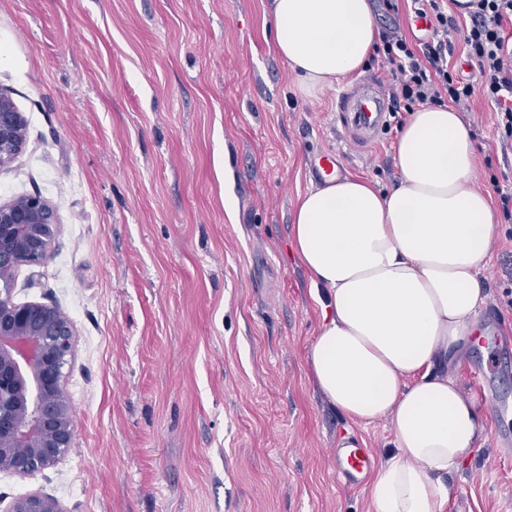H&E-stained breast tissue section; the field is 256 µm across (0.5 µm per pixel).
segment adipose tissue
<instances>
[{
  "label": "adipose tissue",
  "mask_w": 512,
  "mask_h": 512,
  "mask_svg": "<svg viewBox=\"0 0 512 512\" xmlns=\"http://www.w3.org/2000/svg\"><path fill=\"white\" fill-rule=\"evenodd\" d=\"M272 20L274 50L308 93L360 70L380 40L368 0H273ZM394 152L390 188L347 175L297 200L292 243L322 310L307 361L350 421H391L371 512H447L450 475L488 433L476 396L436 366L458 362L478 328L497 216L452 106L411 112Z\"/></svg>",
  "instance_id": "adipose-tissue-1"
}]
</instances>
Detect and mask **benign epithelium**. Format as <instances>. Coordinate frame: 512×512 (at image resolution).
I'll return each mask as SVG.
<instances>
[{
  "label": "benign epithelium",
  "instance_id": "obj_1",
  "mask_svg": "<svg viewBox=\"0 0 512 512\" xmlns=\"http://www.w3.org/2000/svg\"><path fill=\"white\" fill-rule=\"evenodd\" d=\"M26 137L23 113L0 92V168L23 152ZM58 224L55 207L38 195L0 202V472L40 474L66 455L74 437L64 393L74 325L55 306L14 298V272L47 261ZM6 512L63 509L33 492L14 499Z\"/></svg>",
  "mask_w": 512,
  "mask_h": 512
}]
</instances>
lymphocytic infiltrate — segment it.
I'll return each mask as SVG.
<instances>
[{
  "instance_id": "1",
  "label": "lymphocytic infiltrate",
  "mask_w": 512,
  "mask_h": 512,
  "mask_svg": "<svg viewBox=\"0 0 512 512\" xmlns=\"http://www.w3.org/2000/svg\"><path fill=\"white\" fill-rule=\"evenodd\" d=\"M415 16L430 28L418 47H411L398 31L382 33V64L391 81L392 114L413 105L449 100L468 105L482 94L497 107L502 138L512 141V39L505 22H512V0H475L469 25L459 26L444 0H411ZM462 33L468 57L478 65L483 80L474 84L448 70V36Z\"/></svg>"
}]
</instances>
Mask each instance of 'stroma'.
<instances>
[{
    "label": "stroma",
    "instance_id": "35a3bbf8",
    "mask_svg": "<svg viewBox=\"0 0 512 512\" xmlns=\"http://www.w3.org/2000/svg\"><path fill=\"white\" fill-rule=\"evenodd\" d=\"M377 28L420 38L407 0H370ZM272 0H0V92L27 146L0 170V201L58 210L49 260L21 267L16 301L57 306L76 329L66 393L70 452L35 476L0 472V512L40 492L64 512H370L334 477L351 435L376 460L389 419L352 423L316 389L307 348L321 324L291 248L308 159L392 186L398 132L350 143L340 95L386 73L380 54L310 97L272 46ZM460 114L475 183L512 188L493 105ZM483 273L480 332L450 369L480 404L512 402V224ZM453 473L451 512H512V417Z\"/></svg>",
    "mask_w": 512,
    "mask_h": 512
}]
</instances>
